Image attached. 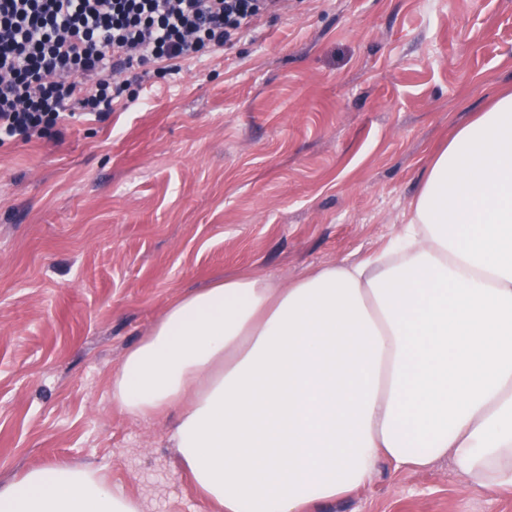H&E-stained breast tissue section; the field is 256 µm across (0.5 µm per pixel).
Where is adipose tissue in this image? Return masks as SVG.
<instances>
[{"label": "adipose tissue", "instance_id": "adipose-tissue-1", "mask_svg": "<svg viewBox=\"0 0 512 512\" xmlns=\"http://www.w3.org/2000/svg\"><path fill=\"white\" fill-rule=\"evenodd\" d=\"M112 400L177 410L179 464L220 512H311L384 460L512 489V87L454 128L380 255L185 294L126 353ZM0 512L140 506L54 463L0 483Z\"/></svg>", "mask_w": 512, "mask_h": 512}]
</instances>
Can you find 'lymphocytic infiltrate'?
Returning <instances> with one entry per match:
<instances>
[{
    "mask_svg": "<svg viewBox=\"0 0 512 512\" xmlns=\"http://www.w3.org/2000/svg\"><path fill=\"white\" fill-rule=\"evenodd\" d=\"M280 0H0V146L65 115L105 119L254 29Z\"/></svg>",
    "mask_w": 512,
    "mask_h": 512,
    "instance_id": "lymphocytic-infiltrate-1",
    "label": "lymphocytic infiltrate"
}]
</instances>
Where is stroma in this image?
I'll return each mask as SVG.
<instances>
[{"label": "stroma", "mask_w": 512, "mask_h": 512, "mask_svg": "<svg viewBox=\"0 0 512 512\" xmlns=\"http://www.w3.org/2000/svg\"><path fill=\"white\" fill-rule=\"evenodd\" d=\"M511 84L512 0H288L106 120L0 146V479L65 460L142 512H218L176 462V412L113 403L126 352L191 290L380 251ZM315 512H512V491L383 462Z\"/></svg>", "instance_id": "stroma-1"}]
</instances>
